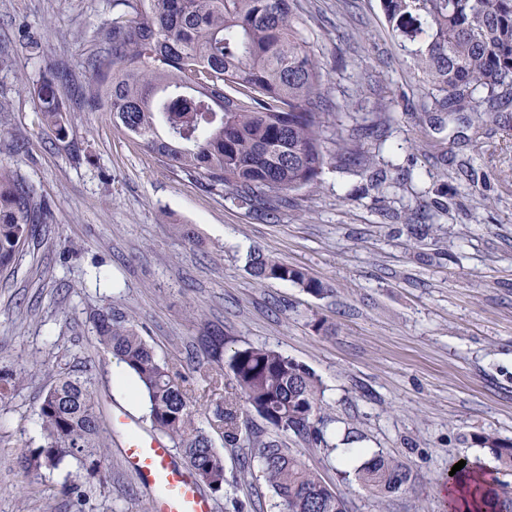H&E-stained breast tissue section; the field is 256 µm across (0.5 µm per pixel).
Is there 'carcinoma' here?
Masks as SVG:
<instances>
[{"mask_svg": "<svg viewBox=\"0 0 512 512\" xmlns=\"http://www.w3.org/2000/svg\"><path fill=\"white\" fill-rule=\"evenodd\" d=\"M297 0H116L125 12L97 32L101 53L88 61L94 85L89 111L105 109L112 122L139 139L164 166L208 190L223 189L241 208L270 205L280 195L316 184L328 161H369L359 133L345 132L342 112L327 111L323 64L295 24ZM386 23L409 53L422 90L449 112H489L512 89V0H382ZM64 71L35 90L46 123L66 132L67 109L57 92ZM336 127V137L328 135ZM35 191L0 163V270L13 267L21 246L46 223ZM249 268L259 280L295 283L324 294L303 270L257 250ZM98 343L134 377L147 399L154 431L179 450L197 482L213 491L227 483L224 457L196 419V401L181 374L156 358L124 316L92 315ZM217 331L198 338L211 384L232 374L248 411L275 432L265 438L240 420L237 409L216 406L224 442L253 449L263 477L285 512H348L345 500L288 448L293 436L330 447L321 415L323 389L304 365L266 347L247 346L224 356ZM43 444L24 468L55 469L67 459L108 481L106 447L96 392L89 377L64 374L38 406ZM503 472H512V440L477 434ZM360 485L386 498L410 485V467L375 453L357 470ZM487 512H512V499L483 488Z\"/></svg>", "mask_w": 512, "mask_h": 512, "instance_id": "cac0c4a2", "label": "carcinoma"}]
</instances>
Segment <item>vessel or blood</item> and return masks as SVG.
<instances>
[{"instance_id": "b4317fda", "label": "vessel or blood", "mask_w": 512, "mask_h": 512, "mask_svg": "<svg viewBox=\"0 0 512 512\" xmlns=\"http://www.w3.org/2000/svg\"><path fill=\"white\" fill-rule=\"evenodd\" d=\"M123 453L140 481L153 490L150 512H214L191 473L174 463L164 440L156 437L146 442L135 436Z\"/></svg>"}]
</instances>
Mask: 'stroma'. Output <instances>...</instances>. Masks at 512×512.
Masks as SVG:
<instances>
[{
  "instance_id": "1",
  "label": "stroma",
  "mask_w": 512,
  "mask_h": 512,
  "mask_svg": "<svg viewBox=\"0 0 512 512\" xmlns=\"http://www.w3.org/2000/svg\"><path fill=\"white\" fill-rule=\"evenodd\" d=\"M304 37L329 72L331 98L351 111L379 102L392 119L365 138L370 166L327 164L316 185L266 212L237 208L165 169L137 140L76 98L92 77L95 33L113 0H0V162L32 184L49 222L15 266L0 272V373L17 376L0 399V512H147L149 488L127 469V415L150 434L144 398L114 384L91 314L113 308L159 359L176 365L207 406L211 391L190 360L205 326L227 350L267 347L321 380L322 409L346 453L289 438L288 446L345 499L348 512H448L444 489L459 461L497 471L472 437L512 439V95L492 115L423 109L413 62L391 37L381 0H299ZM66 69L69 133L59 138L34 93ZM303 268L327 288L307 293L258 281L252 250ZM335 327L316 329L317 318ZM91 377L110 423L106 484L66 461L23 473L42 443L38 405L60 372ZM209 433L229 482L215 512H282L246 448ZM381 452L408 463L406 491L378 498L356 470ZM85 490H63L65 480Z\"/></svg>"
}]
</instances>
